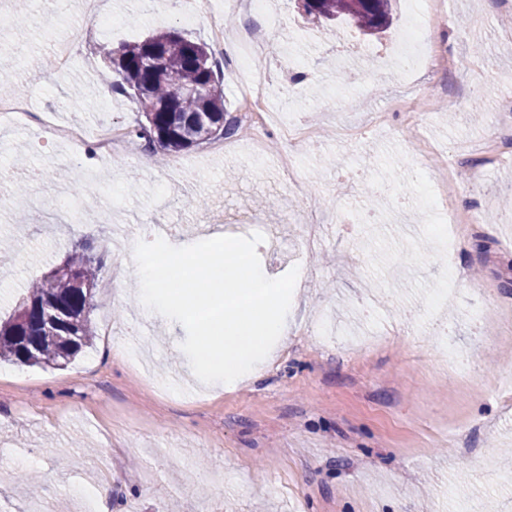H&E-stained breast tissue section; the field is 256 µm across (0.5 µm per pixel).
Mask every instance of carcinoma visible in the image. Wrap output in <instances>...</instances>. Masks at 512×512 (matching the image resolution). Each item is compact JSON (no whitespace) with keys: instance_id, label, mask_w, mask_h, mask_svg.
<instances>
[{"instance_id":"1","label":"carcinoma","mask_w":512,"mask_h":512,"mask_svg":"<svg viewBox=\"0 0 512 512\" xmlns=\"http://www.w3.org/2000/svg\"><path fill=\"white\" fill-rule=\"evenodd\" d=\"M308 15L345 22L366 36L393 21L392 0H316ZM112 89L128 98L140 119L131 135L150 153L180 152L235 135L240 125L224 109V78L209 46L174 30L157 31L118 48L101 49ZM153 55L157 62L141 66ZM103 269L86 244L26 291L14 312L0 319V360L63 369L96 336L91 312Z\"/></svg>"}]
</instances>
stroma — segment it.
Masks as SVG:
<instances>
[{
    "mask_svg": "<svg viewBox=\"0 0 512 512\" xmlns=\"http://www.w3.org/2000/svg\"><path fill=\"white\" fill-rule=\"evenodd\" d=\"M122 17L112 31L80 25L82 0H28L30 13L54 12L56 33L32 27L0 30V73L25 74L21 95L34 111L132 127L127 98L100 82L103 44L144 39L174 29L208 42L202 25H184L170 0L141 15L137 0H104ZM449 23L434 28L453 67L441 85L392 64L406 18L397 0L391 30L378 39L342 27L328 31L292 0H270L256 25L280 19L263 64L275 75L304 73L288 97H272L281 121L320 132L299 157L313 190L300 196L279 182L277 126L244 128L237 154L208 143L147 165L136 139L124 157L94 159L83 181L93 197L76 196L56 171L78 167L70 152L36 128L0 127V166L24 156V168L49 177L35 198L21 197L0 214V314L33 281L82 241L106 257L91 314L97 337L66 369L0 363V512H512V165H491L480 185L461 181L459 211L479 208L456 246L437 232L427 205L426 175L450 156H481L485 138L512 147V4L447 0ZM79 33L71 69L46 78L31 66L71 28ZM94 86L76 110H63L73 84ZM477 84L482 118L441 109L427 118L420 153L395 98L435 94L445 101ZM387 115L380 132L355 142L341 126ZM263 157L248 154L256 136ZM381 187L379 219L362 220L364 184ZM322 235L307 246L301 227L311 212ZM347 223H337L338 214ZM275 227L258 254L280 277L299 267L288 333L248 379L220 388L201 384L180 348L183 326L133 302L130 276L136 239L152 225L172 227L169 243L185 246L224 233L247 236ZM465 273L453 283L449 267ZM323 320L330 336L313 332ZM450 345L469 354L468 376L438 369ZM37 472L32 498L23 481ZM107 485L108 494L96 490Z\"/></svg>",
    "mask_w": 512,
    "mask_h": 512,
    "instance_id": "obj_1",
    "label": "stroma"
}]
</instances>
